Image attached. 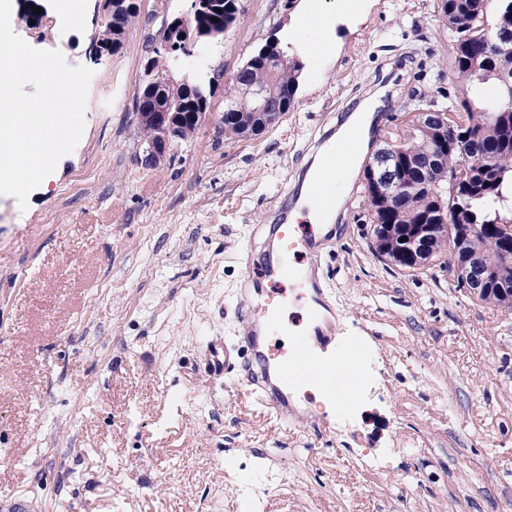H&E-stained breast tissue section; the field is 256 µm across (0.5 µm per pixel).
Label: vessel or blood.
Segmentation results:
<instances>
[{
    "label": "vessel or blood",
    "instance_id": "1",
    "mask_svg": "<svg viewBox=\"0 0 512 512\" xmlns=\"http://www.w3.org/2000/svg\"><path fill=\"white\" fill-rule=\"evenodd\" d=\"M311 150L324 163L301 168L304 196L284 190L268 223L254 225L248 243L238 250V329L230 336L207 337L203 346L209 377L235 375L237 391L266 406L290 429L304 423L292 389L310 386L335 398L340 368H353L358 356L353 349L340 362L324 355L338 321L336 300L322 268L325 251L336 243V187L328 179L336 146L322 137L312 142ZM288 304L307 313V325L288 324L283 316Z\"/></svg>",
    "mask_w": 512,
    "mask_h": 512
}]
</instances>
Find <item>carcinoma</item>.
Wrapping results in <instances>:
<instances>
[{
  "label": "carcinoma",
  "mask_w": 512,
  "mask_h": 512,
  "mask_svg": "<svg viewBox=\"0 0 512 512\" xmlns=\"http://www.w3.org/2000/svg\"><path fill=\"white\" fill-rule=\"evenodd\" d=\"M494 20H489L486 0H441L442 20L454 36V91L414 88L398 112L413 115L399 132L397 172L408 191L390 201L375 192L364 177L363 207L378 251L396 265L419 269L426 263L412 249V231L420 228L428 238V261L448 254V272L462 288L476 283L473 294L485 301L512 307V94L499 75L512 78V53L494 47L488 33L512 31V0H497ZM224 8L212 12L209 24L229 30L242 7V0H222ZM218 21H213V18ZM112 27L91 42L89 52H118ZM278 53L266 45L240 68L242 88L228 87L227 103L237 107L224 113V135H257L276 125L293 108L299 87L300 66L280 65ZM166 72L145 73L140 94L165 85ZM493 83L498 101L485 106L471 88ZM268 89L269 105L263 116L252 113L243 87ZM211 89L201 80H186L174 105L179 144L196 131L194 114L201 111V98ZM432 113L424 121L418 111ZM479 140L482 157L470 163L466 180L451 190L456 169L470 158L473 139Z\"/></svg>",
  "instance_id": "1"
}]
</instances>
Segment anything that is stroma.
I'll return each mask as SVG.
<instances>
[{
	"instance_id": "35a3bbf8",
	"label": "stroma",
	"mask_w": 512,
	"mask_h": 512,
	"mask_svg": "<svg viewBox=\"0 0 512 512\" xmlns=\"http://www.w3.org/2000/svg\"><path fill=\"white\" fill-rule=\"evenodd\" d=\"M11 27L91 66L85 131L27 208L0 195V495L39 512H512V311L446 270L380 256L361 201L323 265L362 355L331 431H289L224 400L200 368L234 326L236 250L267 221L331 114L387 127L401 91L448 78L440 0H243L224 37L174 77L212 79L210 114L154 168L134 101L164 16L140 0L120 50L91 62L105 0H55ZM304 63L293 109L257 136L216 140L227 78L266 42Z\"/></svg>"
}]
</instances>
